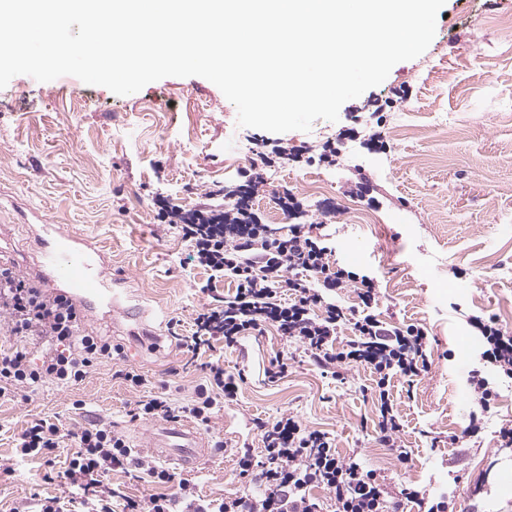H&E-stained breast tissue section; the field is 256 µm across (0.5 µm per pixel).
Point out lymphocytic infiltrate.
<instances>
[{"instance_id":"1","label":"lymphocytic infiltrate","mask_w":512,"mask_h":512,"mask_svg":"<svg viewBox=\"0 0 512 512\" xmlns=\"http://www.w3.org/2000/svg\"><path fill=\"white\" fill-rule=\"evenodd\" d=\"M253 186L224 203V218L212 222L209 211L193 209L182 218V237L189 241L198 265L210 281L231 278L232 295L196 311L191 335L180 343L192 355L209 353L201 368L203 383L196 385L192 403L176 406L165 394L138 400L134 418L174 420L186 413L210 427L219 404L234 400L239 384L213 356L214 341L234 348L249 335L273 326L289 343L309 353L323 373L341 376L350 366L369 368L375 374L377 426L383 442L396 446L402 423L388 395L393 376L413 379L428 371L430 338L424 328L396 325L373 314L378 300L375 278L332 267L331 243L317 238L304 225H290L287 235L275 234L260 223L252 205ZM357 283L363 311L327 301L326 294ZM286 285L287 299L277 297V285ZM353 337L342 347L334 341L343 326ZM474 327L486 340L484 363L512 380V333L496 318H477ZM0 326L10 335L35 336L46 347L39 360L23 349L0 352V400L27 398L44 382L61 385L83 381L102 360L111 358L112 341L86 333L66 297L44 296L30 288L24 276L0 268ZM262 449L236 453L240 477L258 483L259 490L223 499L199 494L196 483L177 478L165 466L141 456L111 422L99 420L78 429L46 418L28 422L19 437V452L54 465L55 452L65 442L75 451L60 477L70 487L94 496V512H112L111 501L120 494L111 487L112 472L136 473L155 486V493L126 499L123 512H320L310 487L326 489L336 512H385L387 493L353 457L338 455L327 433L311 429L292 415L275 422L256 420Z\"/></svg>"}]
</instances>
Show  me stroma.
<instances>
[{"label": "stroma", "instance_id": "35a3bbf8", "mask_svg": "<svg viewBox=\"0 0 512 512\" xmlns=\"http://www.w3.org/2000/svg\"><path fill=\"white\" fill-rule=\"evenodd\" d=\"M442 11L427 50L345 102L338 121L276 134L287 157L264 171L253 200L261 220L284 234L288 226L273 202L294 193L301 205L295 223L333 242L331 263L376 277L374 313L431 336L429 372L411 385L399 376L389 385L403 424L401 448L379 440L368 369L323 376L302 347L270 327L234 349L215 344L225 370L242 382L206 434L213 448L193 474L203 496L235 497L249 488L217 441L242 440L259 452L255 419L290 413L327 432L340 455L356 457L401 512L417 510L402 496L405 488L444 503V512H512V492L499 489L512 478V446L499 437L512 429V382L487 371L496 397L473 430L477 395L468 381L486 348L473 317L496 316L512 331V314L504 312L512 303V39L491 24L512 14V0H446ZM377 102L382 121L358 125L336 163L290 161L304 148L319 155L346 125V113H369ZM253 134L238 126L220 89L198 76L166 77L127 96L70 75L51 84L18 75L0 89V194L104 245L113 272L138 289L143 323L155 331L136 336L133 322L122 321V334L111 336L120 354L84 381L48 383L28 399L0 402V463L14 470L0 477V512H38L46 499L76 495L63 480L46 479L40 458L17 455L32 417L71 429L105 419L142 445L165 422L131 418L140 393L117 376L130 367L145 372L150 392L189 402L201 374L184 369L177 339L191 335L195 312L209 302L198 290L207 273L161 215L176 205H222L245 182ZM321 177L329 191L313 192ZM282 354L293 366L270 381L266 372Z\"/></svg>", "mask_w": 512, "mask_h": 512}]
</instances>
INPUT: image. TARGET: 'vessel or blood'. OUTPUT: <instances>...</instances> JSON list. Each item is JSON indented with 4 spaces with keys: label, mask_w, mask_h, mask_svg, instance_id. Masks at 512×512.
Here are the masks:
<instances>
[{
    "label": "vessel or blood",
    "mask_w": 512,
    "mask_h": 512,
    "mask_svg": "<svg viewBox=\"0 0 512 512\" xmlns=\"http://www.w3.org/2000/svg\"><path fill=\"white\" fill-rule=\"evenodd\" d=\"M24 224H40L44 234L38 240V263L27 270L29 280L48 295L67 297L81 319L93 317L106 308L108 317L132 318L121 278L108 275L103 251L88 238L65 235L49 226L38 211L21 213ZM149 451L161 460L185 470L196 469L210 453L204 436L183 424L166 428L148 442Z\"/></svg>",
    "instance_id": "vessel-or-blood-1"
}]
</instances>
